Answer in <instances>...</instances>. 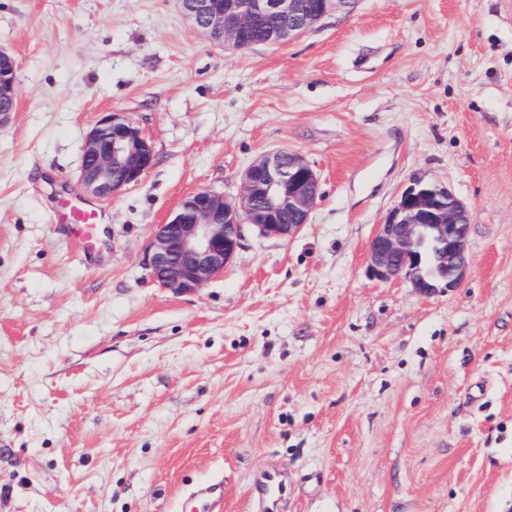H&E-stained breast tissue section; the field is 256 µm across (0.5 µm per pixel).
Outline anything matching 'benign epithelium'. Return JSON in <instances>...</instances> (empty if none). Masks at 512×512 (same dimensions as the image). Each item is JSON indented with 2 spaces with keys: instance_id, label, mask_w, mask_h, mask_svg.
<instances>
[{
  "instance_id": "benign-epithelium-1",
  "label": "benign epithelium",
  "mask_w": 512,
  "mask_h": 512,
  "mask_svg": "<svg viewBox=\"0 0 512 512\" xmlns=\"http://www.w3.org/2000/svg\"><path fill=\"white\" fill-rule=\"evenodd\" d=\"M182 13L212 43L235 49L253 44L243 33L259 16L288 21L265 37L267 46L285 45L352 0H319L312 11L298 0H179ZM15 62L0 51V128L16 105ZM149 137L120 112H109L83 140L76 179L88 193L114 198L153 166ZM320 198V178L295 151L258 156L242 173L239 194L200 190L181 201L165 223L154 227L145 250L152 280L175 295L194 293L224 272L241 247L244 226L264 238L292 239L309 223ZM288 216L285 223L279 217ZM468 207L447 185L414 179L401 193L373 236L369 275L381 282L406 277L421 294L459 287L468 266Z\"/></svg>"
}]
</instances>
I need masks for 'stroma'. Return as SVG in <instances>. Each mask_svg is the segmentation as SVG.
<instances>
[{
    "label": "stroma",
    "instance_id": "1",
    "mask_svg": "<svg viewBox=\"0 0 512 512\" xmlns=\"http://www.w3.org/2000/svg\"><path fill=\"white\" fill-rule=\"evenodd\" d=\"M0 512H512V0H356L285 46L212 44L178 0H0ZM106 112L153 167L78 251ZM321 198L295 238L245 228L198 291L157 287L154 225L237 196L264 152ZM424 177L469 208L459 288L366 273ZM16 99L15 62L8 53L0 51V128L9 122ZM54 222L57 224H72L76 229V240L80 244L88 242L94 235L98 224H102V214L94 208H70L55 213ZM191 498L194 501L192 512H221L224 501L223 480H210L198 484Z\"/></svg>",
    "mask_w": 512,
    "mask_h": 512
}]
</instances>
